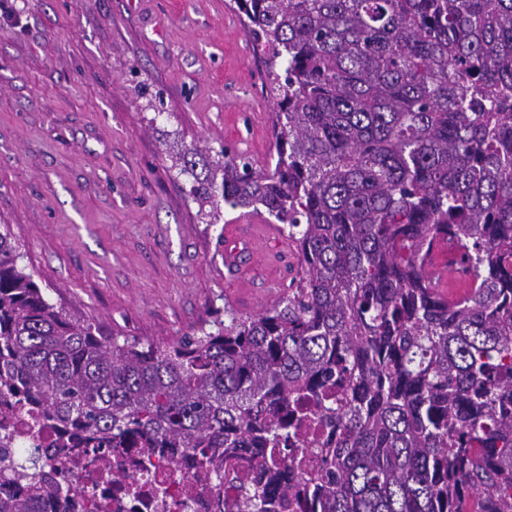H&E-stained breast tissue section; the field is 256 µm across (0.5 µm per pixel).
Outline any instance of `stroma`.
I'll list each match as a JSON object with an SVG mask.
<instances>
[{
  "instance_id": "1",
  "label": "stroma",
  "mask_w": 512,
  "mask_h": 512,
  "mask_svg": "<svg viewBox=\"0 0 512 512\" xmlns=\"http://www.w3.org/2000/svg\"><path fill=\"white\" fill-rule=\"evenodd\" d=\"M230 0H0V224L50 300L164 347L269 308L298 254L264 211L209 207L173 161L275 152L273 103ZM252 252L224 263L227 238Z\"/></svg>"
}]
</instances>
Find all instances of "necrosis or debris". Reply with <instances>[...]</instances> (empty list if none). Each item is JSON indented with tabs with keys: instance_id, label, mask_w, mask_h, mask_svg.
<instances>
[{
	"instance_id": "1",
	"label": "necrosis or debris",
	"mask_w": 512,
	"mask_h": 512,
	"mask_svg": "<svg viewBox=\"0 0 512 512\" xmlns=\"http://www.w3.org/2000/svg\"><path fill=\"white\" fill-rule=\"evenodd\" d=\"M117 468L135 477L149 501L130 497L113 485L112 472ZM45 471L69 487L71 496L65 503L43 500L41 512H98L102 502L108 512H223L218 500L229 502L235 496L228 485L220 494H211V480L197 476L188 464L176 466L133 448L107 459L81 448L53 454L46 459Z\"/></svg>"
}]
</instances>
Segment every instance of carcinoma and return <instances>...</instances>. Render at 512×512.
Instances as JSON below:
<instances>
[{
    "instance_id": "obj_1",
    "label": "carcinoma",
    "mask_w": 512,
    "mask_h": 512,
    "mask_svg": "<svg viewBox=\"0 0 512 512\" xmlns=\"http://www.w3.org/2000/svg\"><path fill=\"white\" fill-rule=\"evenodd\" d=\"M262 55L276 155L182 156L200 204L262 207L300 270L252 316L165 348L52 303L0 224V397L25 492L59 448L193 458L230 512H512V0H232ZM469 274L446 298L441 243ZM261 461L256 474L243 463Z\"/></svg>"
}]
</instances>
